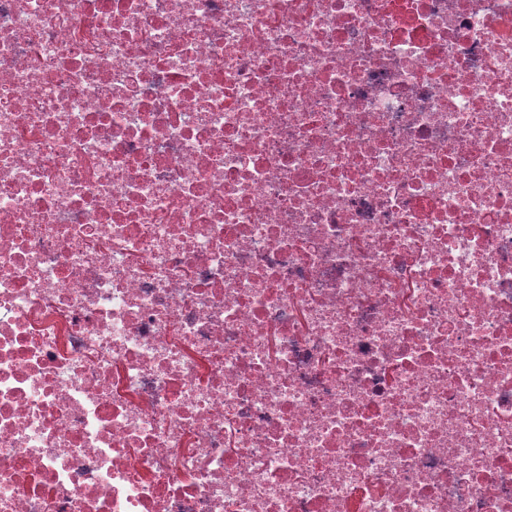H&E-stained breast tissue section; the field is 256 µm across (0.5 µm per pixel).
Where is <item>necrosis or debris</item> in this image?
<instances>
[{
  "label": "necrosis or debris",
  "mask_w": 512,
  "mask_h": 512,
  "mask_svg": "<svg viewBox=\"0 0 512 512\" xmlns=\"http://www.w3.org/2000/svg\"><path fill=\"white\" fill-rule=\"evenodd\" d=\"M0 512H512V0H0Z\"/></svg>",
  "instance_id": "4bbe7bcc"
}]
</instances>
